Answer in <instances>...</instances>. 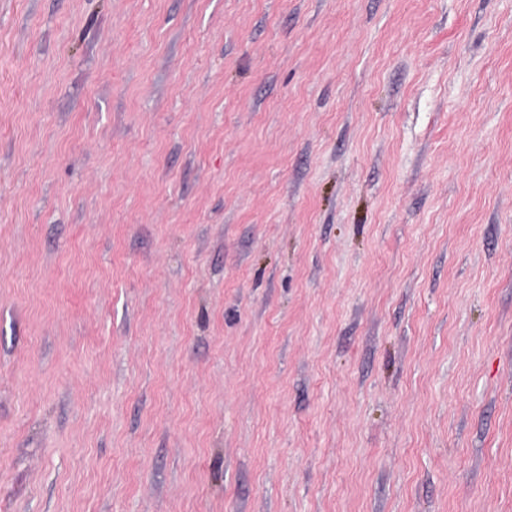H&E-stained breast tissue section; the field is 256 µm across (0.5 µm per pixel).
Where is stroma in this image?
Segmentation results:
<instances>
[{
	"label": "stroma",
	"mask_w": 512,
	"mask_h": 512,
	"mask_svg": "<svg viewBox=\"0 0 512 512\" xmlns=\"http://www.w3.org/2000/svg\"><path fill=\"white\" fill-rule=\"evenodd\" d=\"M0 512H512V0H0Z\"/></svg>",
	"instance_id": "35a3bbf8"
}]
</instances>
